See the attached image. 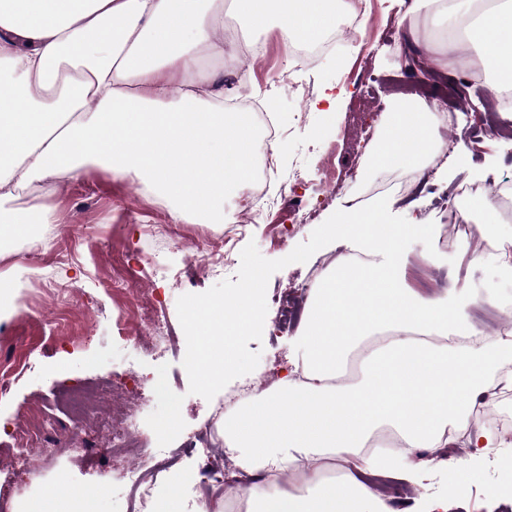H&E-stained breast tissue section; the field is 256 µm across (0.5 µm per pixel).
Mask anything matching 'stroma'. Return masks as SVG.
I'll use <instances>...</instances> for the list:
<instances>
[{
  "label": "stroma",
  "mask_w": 512,
  "mask_h": 512,
  "mask_svg": "<svg viewBox=\"0 0 512 512\" xmlns=\"http://www.w3.org/2000/svg\"><path fill=\"white\" fill-rule=\"evenodd\" d=\"M404 0H368L361 43H346L308 70H296L287 43L276 31L254 27L253 35L264 44L260 66L245 63L233 52L224 55V66L236 69L239 80L224 86V98H252L274 113L282 131V152L275 174L289 205L304 219L289 230L268 221L248 225L236 242L237 261L228 268L214 267L179 286L172 275L184 271L189 248L208 234L220 232L217 224L171 223L166 211L146 195L137 180L114 179L99 166L89 167L79 180L60 184L53 194L34 185L32 195H49L58 204L61 222L51 250L28 244L13 246L12 261L18 283L16 298L37 294L27 314L0 321V376L11 379L6 398H0V484L12 487L5 512H30L43 498L53 497L57 512H73L74 506L60 486L77 483L92 492L99 512H128L127 489L119 482L101 488L106 470L129 471L133 462L112 458L107 440L95 427H75L68 414L54 403L68 386L82 383L124 382L140 378L134 435L149 448H166L170 458L160 473L153 495L166 492L174 477H182L179 493L187 507L203 504L209 512H225L220 497L205 498L194 475L199 471L198 450L208 446L221 458L226 471L237 473L239 463L220 436H212L215 412L228 392L238 391L248 401L254 390L275 384L287 364L295 328H283L280 313L268 307L262 327L237 336L233 351L245 362L244 371L226 375L219 385L206 386L186 358L194 350V336L187 307L195 300L235 296L252 272L263 276V296H301L302 285L312 283L313 267L323 262L317 239L320 230L346 196L363 194L384 181L388 173L370 167L371 147L361 143L360 127L383 126L390 106L416 103L417 89L425 100L437 104L445 90L464 69H433L425 51H418L426 86L404 70L397 46L408 32L418 38L435 34L436 4L422 0L414 26L402 23ZM293 74L309 86L308 96L292 94L282 77ZM340 94L336 111L324 114L314 102L321 93ZM447 130L436 128L439 156L427 168L425 181L405 197H393L390 217L397 223L421 218L441 223L448 191L467 183L473 170L487 179L512 178V138L486 139L479 152L459 157L445 153ZM305 169L306 180L294 184L291 174ZM145 225L169 226L179 244L145 241ZM408 282L422 293L436 283L467 289L476 298L469 308L471 319L489 332L499 331L498 301L512 295V278L502 275L486 257L454 243L439 251L433 240L406 241ZM137 277L141 287L164 299L167 315L179 343L168 354L148 353L131 341L123 327L128 319L126 298L109 290V283ZM69 286L73 295L60 301L57 285ZM57 322L73 326L68 334L53 338L48 328ZM34 371H26L25 363ZM43 415L40 445L52 449L48 463L37 452L13 447L9 437L14 423L30 412ZM503 476L497 457H489L480 478L467 490L455 512H512V501L490 494Z\"/></svg>",
  "instance_id": "1"
}]
</instances>
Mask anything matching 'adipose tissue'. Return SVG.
I'll list each match as a JSON object with an SVG mask.
<instances>
[{
    "label": "adipose tissue",
    "mask_w": 512,
    "mask_h": 512,
    "mask_svg": "<svg viewBox=\"0 0 512 512\" xmlns=\"http://www.w3.org/2000/svg\"><path fill=\"white\" fill-rule=\"evenodd\" d=\"M440 14L465 26L480 66L472 77L512 88V6L480 10L481 0H438ZM271 24L284 39L310 41L336 26V0H0V263L10 242L52 246L54 205L26 197L35 181L80 178L88 162L118 178L140 179L173 222L224 221V203L252 179L253 112L224 109V16ZM437 110L396 107L372 157L376 167L422 170L438 152ZM388 199L342 206L324 224L321 248L342 244L370 255L353 265L338 255L313 281L292 338L289 371L225 418V444L242 468L262 476L247 512H392L377 485H421L446 473L440 498L417 512H452L481 459L501 441L471 416L492 381L512 388V329L485 332L469 299L443 288L421 294L405 275L406 239L434 225L387 220ZM481 220L471 249L512 276V240L501 236L485 194L461 212ZM263 278L254 273L194 331L205 379L217 385L241 369L236 356L210 353L213 325L225 343L266 316ZM363 375L346 377L355 352ZM466 437L467 457L439 449Z\"/></svg>",
    "instance_id": "adipose-tissue-1"
}]
</instances>
